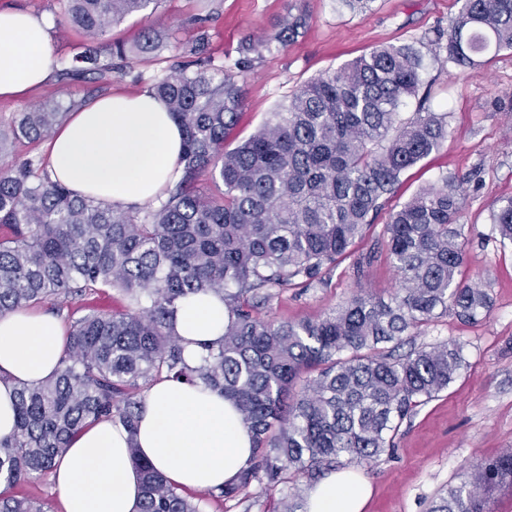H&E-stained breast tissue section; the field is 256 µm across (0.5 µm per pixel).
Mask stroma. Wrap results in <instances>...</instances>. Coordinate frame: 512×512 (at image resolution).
Instances as JSON below:
<instances>
[{"label": "stroma", "instance_id": "1", "mask_svg": "<svg viewBox=\"0 0 512 512\" xmlns=\"http://www.w3.org/2000/svg\"><path fill=\"white\" fill-rule=\"evenodd\" d=\"M9 5L49 21L56 71L29 96L0 99L2 128L25 106L53 102L68 115L90 99L151 87L171 67L188 61L187 49L200 32H207L214 63L221 66L237 58L246 35L270 32L287 13L304 14L305 26L287 47H273L239 76L246 103L227 142L232 148L319 73L377 47L422 46L421 105L447 113L446 140L402 176L388 206L340 259L327 283L273 289L265 313L277 321L314 319L343 304L360 286L389 295L398 280L381 238L393 208L441 176L463 177L465 203L459 221L467 245L461 276L490 295L491 312L474 323L449 314L422 327L417 344L458 343L466 359L464 370L448 390L403 421L394 448L378 461L344 459L340 465L357 470L371 484L366 512H430L479 465L512 451V242L501 239L490 221L493 202L512 196V51L482 57L468 67L448 63L445 50L435 49L434 43L458 13V0H369L358 10L345 0H160L153 11L112 28L106 39L130 44L150 28L163 36V49L150 60H130L98 80L62 76L85 42L63 23L61 0H0L1 7ZM311 486L306 478L294 485L256 484L247 495L212 504L208 512H280L289 495H307Z\"/></svg>", "mask_w": 512, "mask_h": 512}]
</instances>
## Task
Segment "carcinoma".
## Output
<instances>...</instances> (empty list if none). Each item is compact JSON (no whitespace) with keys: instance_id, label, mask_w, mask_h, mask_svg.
Listing matches in <instances>:
<instances>
[{"instance_id":"cac0c4a2","label":"carcinoma","mask_w":512,"mask_h":512,"mask_svg":"<svg viewBox=\"0 0 512 512\" xmlns=\"http://www.w3.org/2000/svg\"><path fill=\"white\" fill-rule=\"evenodd\" d=\"M157 4L66 0L65 21L87 44L63 76L104 78L112 65L101 61L98 40ZM302 25L303 15L289 13L274 32L246 36L224 68L211 64L201 32L189 47L191 64L153 86L184 134L181 177L155 206L79 198L49 172L35 176L32 158L0 165V316L102 288L127 299L123 311L75 319L56 373L16 388V429L0 439V482L15 486L53 471L71 437L96 421L135 436L144 391L165 376L233 399L252 436V461L237 479L191 498L130 443L142 476L140 512H207L212 499L233 500L255 482L316 480L342 457L378 459L415 408L460 375L457 344L414 345L421 327L449 312L476 321L491 309L485 290L459 278L464 193L453 177L419 189L384 226L395 293L385 299L359 288L317 319L260 317L269 289L325 283L402 175L448 136L445 112L419 108L401 117L422 84V51L383 46L308 80L285 111L225 149L245 105L236 73L286 45ZM162 46L161 34L145 30L130 47L112 43L109 55L135 58ZM511 49L512 0H461L448 23L449 62L470 66ZM60 117L51 103L24 108L9 130L0 129V153L11 138L48 137ZM205 173L223 189L197 186ZM491 221L512 241V197L493 206ZM198 293L223 300L230 321L219 344L191 366L168 320L180 299ZM405 344L410 350L394 356ZM506 486L512 452L479 467L433 512H493L490 492ZM0 512L44 509L0 495Z\"/></svg>"}]
</instances>
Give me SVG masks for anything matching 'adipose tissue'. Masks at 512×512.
I'll use <instances>...</instances> for the list:
<instances>
[{"label": "adipose tissue", "instance_id": "ef3b65f1", "mask_svg": "<svg viewBox=\"0 0 512 512\" xmlns=\"http://www.w3.org/2000/svg\"><path fill=\"white\" fill-rule=\"evenodd\" d=\"M49 24L0 8V98H16L53 72ZM181 127L153 92L115 94L80 107L49 142L47 169L73 193L108 205L144 204L175 177ZM229 321L223 301L195 294L177 302L172 332L198 365L204 344L219 342ZM65 332L52 316L30 310L0 316V437L16 424L14 388L52 375ZM137 444L179 488L217 489L250 463L253 444L231 400L218 392L162 379L150 386L135 436L103 420L74 436L55 468L64 512H139L141 475L128 448ZM370 484L356 471L332 473L308 493L306 512H364Z\"/></svg>", "mask_w": 512, "mask_h": 512}]
</instances>
